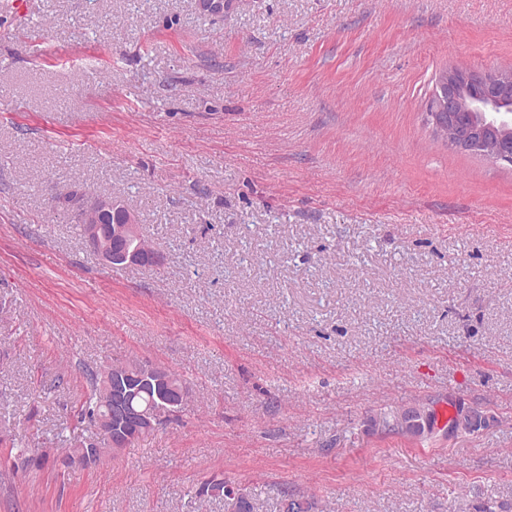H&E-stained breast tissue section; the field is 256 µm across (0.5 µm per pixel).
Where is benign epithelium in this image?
<instances>
[{"mask_svg": "<svg viewBox=\"0 0 512 512\" xmlns=\"http://www.w3.org/2000/svg\"><path fill=\"white\" fill-rule=\"evenodd\" d=\"M442 93L427 112L437 135L453 149L470 153L477 149L496 164L512 165V70H481L451 65L439 73ZM120 201L110 196H97L80 203L76 222L85 226L87 246L100 261L111 267L146 265L156 261L155 252L138 247L139 224L136 214L125 210L122 218L117 212ZM136 374L140 384L157 387L167 381L166 369L160 364L140 365L133 370L104 372L108 414L99 423V433L108 445L88 441L81 448L61 457L65 468L91 466L105 456L127 447L128 436L122 431L124 423L150 433L162 424L165 414H173L187 400L185 383L171 387L165 397L167 412L152 406L131 403L127 377Z\"/></svg>", "mask_w": 512, "mask_h": 512, "instance_id": "7a95c632", "label": "benign epithelium"}]
</instances>
